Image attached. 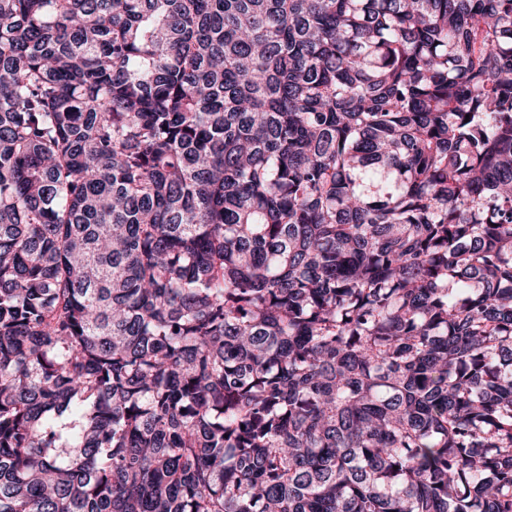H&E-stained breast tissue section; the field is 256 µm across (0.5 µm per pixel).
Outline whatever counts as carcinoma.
Wrapping results in <instances>:
<instances>
[{"label":"carcinoma","mask_w":512,"mask_h":512,"mask_svg":"<svg viewBox=\"0 0 512 512\" xmlns=\"http://www.w3.org/2000/svg\"><path fill=\"white\" fill-rule=\"evenodd\" d=\"M0 512H512V0H0Z\"/></svg>","instance_id":"1"}]
</instances>
